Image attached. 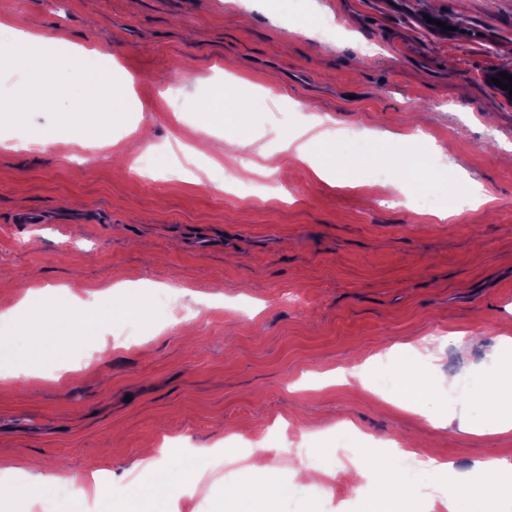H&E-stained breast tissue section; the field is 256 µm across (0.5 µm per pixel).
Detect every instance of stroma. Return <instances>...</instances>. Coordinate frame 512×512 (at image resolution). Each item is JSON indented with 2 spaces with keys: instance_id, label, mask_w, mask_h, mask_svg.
<instances>
[{
  "instance_id": "stroma-1",
  "label": "stroma",
  "mask_w": 512,
  "mask_h": 512,
  "mask_svg": "<svg viewBox=\"0 0 512 512\" xmlns=\"http://www.w3.org/2000/svg\"><path fill=\"white\" fill-rule=\"evenodd\" d=\"M306 22L280 0H0V20L73 44L106 45L142 109L90 124L85 145L0 146V313L26 286H62L94 308L117 281L164 285L178 309L148 307L74 337L61 360L0 379V512H70L91 472L112 488V512H156L134 485L179 468L202 470L206 494L168 512H241L237 481L199 451L233 435L274 475L278 493L253 512H394L379 474L348 494L335 478L297 486L290 460L379 462L400 443L454 462L468 484L475 462L512 463V432L473 434L482 400L448 402V387L506 371L512 337V102L486 84L512 69V0H306ZM340 34L325 43L317 21ZM445 20L448 34L433 20ZM251 76L253 86L239 84ZM224 87V116L203 154L199 107ZM253 102L237 117L238 105ZM335 131L336 176L293 161L290 175L239 178L261 152L298 146L308 115ZM58 113L32 97L0 132L27 138ZM150 127V146L136 131ZM366 139L363 155L346 138ZM120 141L123 152L112 143ZM449 149L440 216L412 203L415 151ZM396 163L372 180L381 155ZM25 211L42 215L20 224ZM408 363L431 399L373 386L297 384L377 355ZM366 441L342 454L336 436ZM158 465L137 469L145 449ZM46 477L31 489L23 462Z\"/></svg>"
}]
</instances>
